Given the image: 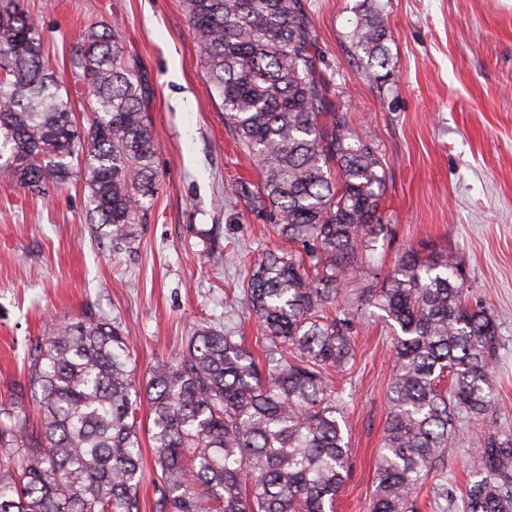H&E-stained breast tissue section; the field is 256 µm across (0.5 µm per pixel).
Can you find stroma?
I'll return each instance as SVG.
<instances>
[{
    "instance_id": "35a3bbf8",
    "label": "stroma",
    "mask_w": 512,
    "mask_h": 512,
    "mask_svg": "<svg viewBox=\"0 0 512 512\" xmlns=\"http://www.w3.org/2000/svg\"><path fill=\"white\" fill-rule=\"evenodd\" d=\"M317 67L330 97L369 135L386 164L380 209L391 234L357 287L394 269L403 251H449L471 304L499 323L489 426L512 431V0H304ZM48 60L70 77L82 30L117 29L152 89L149 120L161 176L147 223L131 242L99 241L82 180L42 196L0 181V410L38 404L26 391V347L50 323L93 314L120 323L144 382L178 353L195 324L261 337L242 301L248 270L277 247L266 216L237 195L258 175L211 95L183 0H23ZM382 17L390 66L375 79L350 33L361 5ZM356 357L333 374L353 455L335 512H367L387 416L394 332L381 310L353 319ZM469 421L457 426L446 467L418 494L441 512V490L461 494L478 462Z\"/></svg>"
}]
</instances>
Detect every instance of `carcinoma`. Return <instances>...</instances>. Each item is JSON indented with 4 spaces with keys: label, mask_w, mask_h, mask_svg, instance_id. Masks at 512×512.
I'll return each mask as SVG.
<instances>
[{
    "label": "carcinoma",
    "mask_w": 512,
    "mask_h": 512,
    "mask_svg": "<svg viewBox=\"0 0 512 512\" xmlns=\"http://www.w3.org/2000/svg\"><path fill=\"white\" fill-rule=\"evenodd\" d=\"M184 6L224 124L260 175L235 192L286 244L262 254L243 288L261 354L201 324L141 386L119 323H52L24 355L40 425L0 419V512H141L144 404L154 512H332L345 481L352 450L327 371H346L355 356L351 312L336 313V302L388 236L385 163L316 77L303 0ZM351 40L368 70L389 67L377 14L359 16ZM71 81L88 96L84 135L37 25L20 0H0V178L44 194L81 177L93 232L120 244L147 221L160 182L149 91L105 26L80 36ZM355 300L400 330L369 512H415V491L455 444V422L482 424L491 411L498 322L465 301L451 252L409 249ZM475 445L474 480L449 507L512 512V432L484 428Z\"/></svg>",
    "instance_id": "carcinoma-1"
}]
</instances>
